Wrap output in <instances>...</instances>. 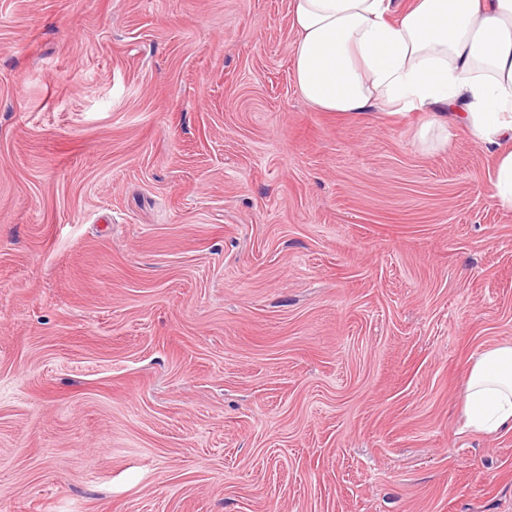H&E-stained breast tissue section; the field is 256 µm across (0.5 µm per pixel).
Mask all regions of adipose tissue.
Returning a JSON list of instances; mask_svg holds the SVG:
<instances>
[{
	"mask_svg": "<svg viewBox=\"0 0 512 512\" xmlns=\"http://www.w3.org/2000/svg\"><path fill=\"white\" fill-rule=\"evenodd\" d=\"M294 76L324 112L445 110L493 149L494 198L512 207V0H292ZM466 425L512 430V343L482 351Z\"/></svg>",
	"mask_w": 512,
	"mask_h": 512,
	"instance_id": "1",
	"label": "adipose tissue"
}]
</instances>
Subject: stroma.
Listing matches in <instances>:
<instances>
[{
  "label": "stroma",
  "instance_id": "obj_1",
  "mask_svg": "<svg viewBox=\"0 0 512 512\" xmlns=\"http://www.w3.org/2000/svg\"><path fill=\"white\" fill-rule=\"evenodd\" d=\"M291 0H0V512H512L495 155L321 112ZM464 401L466 427L487 434L512 430V343L485 349L473 360Z\"/></svg>",
  "mask_w": 512,
  "mask_h": 512
}]
</instances>
